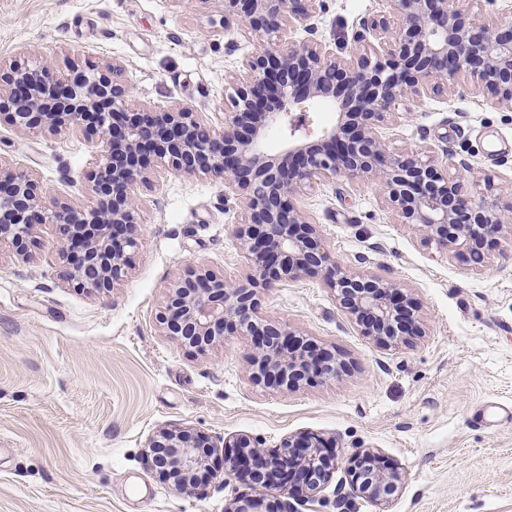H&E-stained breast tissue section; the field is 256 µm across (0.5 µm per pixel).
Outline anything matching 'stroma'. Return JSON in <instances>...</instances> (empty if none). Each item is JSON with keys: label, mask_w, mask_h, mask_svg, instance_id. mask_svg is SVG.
Listing matches in <instances>:
<instances>
[{"label": "stroma", "mask_w": 512, "mask_h": 512, "mask_svg": "<svg viewBox=\"0 0 512 512\" xmlns=\"http://www.w3.org/2000/svg\"><path fill=\"white\" fill-rule=\"evenodd\" d=\"M392 9V0H323L313 35L341 48L363 19ZM223 12L222 0H0V63L67 73L115 61L137 99L185 104L219 129L241 58L269 44ZM382 130L392 152L466 159L449 173L470 195L490 182L512 201V110L486 105L469 76L453 93L399 105ZM100 149L99 135L26 132L0 112V175L27 171L53 197L87 202ZM136 194L138 246L108 294L58 280L56 225L36 227L29 258L0 244V512H224L250 493L232 477L201 495L177 492L145 452L150 436L175 427L245 433L267 449L318 433L336 442L339 478L350 456L377 449L405 484L386 505L355 498L347 512H512V237L473 267L398 223L374 185L339 176L302 189L329 249L397 281L426 334L379 346L331 288L280 285L264 314L348 369L272 389L250 380L246 337L198 352L156 320L188 268L244 280L241 204L222 180L159 171Z\"/></svg>", "instance_id": "1"}]
</instances>
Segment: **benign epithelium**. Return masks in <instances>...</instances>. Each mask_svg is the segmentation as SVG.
Masks as SVG:
<instances>
[{
    "label": "benign epithelium",
    "mask_w": 512,
    "mask_h": 512,
    "mask_svg": "<svg viewBox=\"0 0 512 512\" xmlns=\"http://www.w3.org/2000/svg\"><path fill=\"white\" fill-rule=\"evenodd\" d=\"M317 0H224L241 26L275 38L273 46L240 60L241 79L224 127L205 124L175 103L137 105L122 85V67L79 65L64 77L47 68L13 66L0 71V92L12 104L14 123L33 132L77 131L84 122L100 131L103 149L90 172L93 201L75 206L48 199L32 176L17 171L0 178V241L25 255L38 224H57L60 281L99 294L110 291L138 245L135 187L156 162L182 176L224 180L247 221L236 229L248 261L245 282L190 268L169 289L159 323L168 336L199 352L229 336L250 340L252 381L298 389L346 370L336 353L320 348L261 313L265 292L302 277L336 292L361 333L381 346L425 335L414 299L383 276L346 269L322 242L321 230L297 194L317 180L344 176L388 193L399 223L473 265L484 261L505 232L512 205L492 184L475 199L462 193L436 158L393 154L380 135L387 115L407 97L420 100L453 91L461 74L493 107L512 105V21L468 19L455 0H395L397 19L363 21L348 55L318 39L296 42L288 28L316 13ZM311 100L336 112V122L317 140L298 134L294 107ZM279 126L278 149L266 146ZM224 448L223 473L249 478L262 493L236 497L224 512H302L336 472L333 446L309 432L290 435L274 449L246 434L213 438L190 427L163 429L150 439L148 457L176 490L194 493L218 478L209 449ZM336 504L360 497L389 501L405 481L382 455L365 449L351 456Z\"/></svg>",
    "instance_id": "1"
}]
</instances>
